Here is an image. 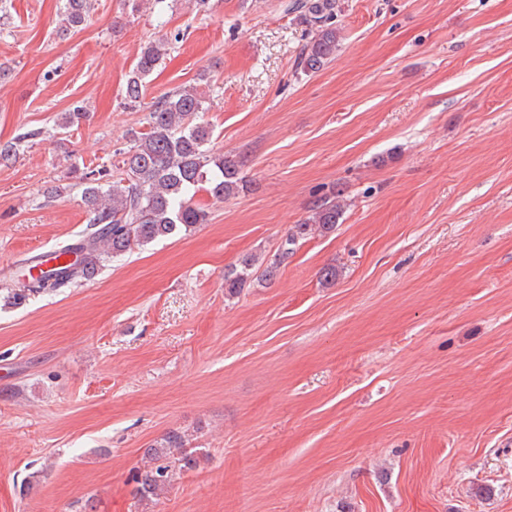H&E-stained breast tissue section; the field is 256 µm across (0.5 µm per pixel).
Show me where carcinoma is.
<instances>
[{"mask_svg": "<svg viewBox=\"0 0 512 512\" xmlns=\"http://www.w3.org/2000/svg\"><path fill=\"white\" fill-rule=\"evenodd\" d=\"M92 0H65L62 15L70 28L87 21ZM294 10L311 27L313 35L300 53V65L306 72H317L336 57L339 32L333 19L338 0H297ZM164 54V44L150 42L141 47L130 71L124 105L135 109L144 96L145 79ZM205 101L186 87L167 93L150 108L146 131L129 132L133 146L122 160L116 179L101 183L99 170L80 175L84 184L82 200L97 230L85 235L75 245L62 247L57 257L80 255V260L54 267L45 278L30 286L7 288L4 306L17 307L30 298L57 291L95 275L106 259L126 253L158 239L171 238L209 221L207 208L196 202V193L204 189L222 199L244 187L238 162L216 155L207 148L212 137L209 125L198 121L205 111ZM341 204L325 202L297 225L296 239L313 232L329 233L342 217ZM255 258L246 257L240 268L224 275V287L234 294L245 287ZM146 456L152 465L136 477L137 494L143 501L161 495L170 484L173 471H189L197 466L194 451L186 447L175 432L154 441Z\"/></svg>", "mask_w": 512, "mask_h": 512, "instance_id": "cac0c4a2", "label": "carcinoma"}]
</instances>
